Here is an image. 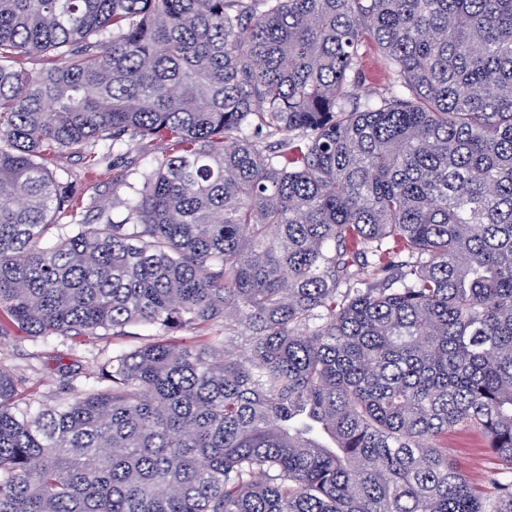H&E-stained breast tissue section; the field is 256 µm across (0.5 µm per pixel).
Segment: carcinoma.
<instances>
[{
	"instance_id": "obj_1",
	"label": "carcinoma",
	"mask_w": 512,
	"mask_h": 512,
	"mask_svg": "<svg viewBox=\"0 0 512 512\" xmlns=\"http://www.w3.org/2000/svg\"><path fill=\"white\" fill-rule=\"evenodd\" d=\"M147 139L50 234V157ZM0 316L164 331L53 405L0 366V512H512V0H0ZM363 69L365 80L363 88L357 91L359 95H364V92L379 94L390 84V77L383 59L376 52L367 51L363 61ZM160 145L154 142H140L121 153L110 155L100 166L94 168L92 173H86L85 160L78 156L53 158L50 168L60 167L68 170L82 182L79 205V219L86 224H99L101 222L102 209L112 217L114 221L122 219L123 207L121 201L123 191L112 193V178L117 175H127L129 182L140 178L141 173L148 170L150 162L160 155ZM482 447L481 436L472 429L448 433V457L466 471L475 484L492 491L489 480L497 464Z\"/></svg>"
}]
</instances>
